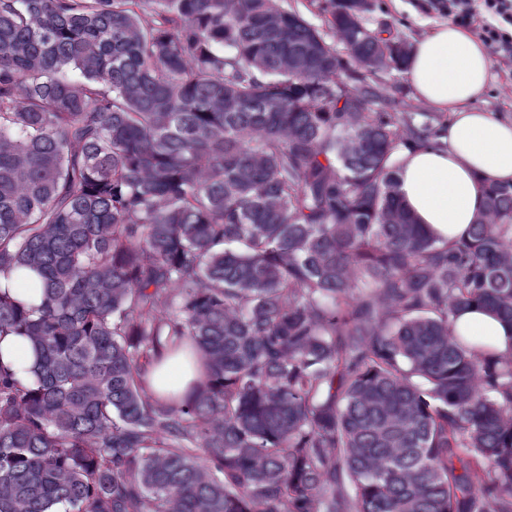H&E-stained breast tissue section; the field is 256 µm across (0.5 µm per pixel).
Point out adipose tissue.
Masks as SVG:
<instances>
[{
	"instance_id": "adipose-tissue-1",
	"label": "adipose tissue",
	"mask_w": 512,
	"mask_h": 512,
	"mask_svg": "<svg viewBox=\"0 0 512 512\" xmlns=\"http://www.w3.org/2000/svg\"><path fill=\"white\" fill-rule=\"evenodd\" d=\"M406 75L425 106L447 113L442 147L401 150L398 192L418 223L447 241L462 237L480 215L490 184L512 182V119L479 106L491 84L486 47L448 21L415 40ZM458 336L491 337L497 351L512 346V331L473 308L457 319Z\"/></svg>"
}]
</instances>
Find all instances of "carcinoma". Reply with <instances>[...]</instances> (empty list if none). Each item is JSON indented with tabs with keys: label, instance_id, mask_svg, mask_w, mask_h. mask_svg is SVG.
Wrapping results in <instances>:
<instances>
[{
	"label": "carcinoma",
	"instance_id": "1",
	"mask_svg": "<svg viewBox=\"0 0 512 512\" xmlns=\"http://www.w3.org/2000/svg\"><path fill=\"white\" fill-rule=\"evenodd\" d=\"M326 2L0 0V512H512V348L452 334L512 325V183L416 223L408 54ZM453 334L455 336H491L494 348L500 353L508 349L510 331L496 318L480 309L472 308L459 316ZM36 356L32 342L25 337L8 336L0 340V361L4 364L16 369H29L34 364ZM193 374L192 360L190 362V359L181 357L178 364L165 354L160 364L152 368L149 379L154 389H173L183 392Z\"/></svg>",
	"mask_w": 512,
	"mask_h": 512
}]
</instances>
